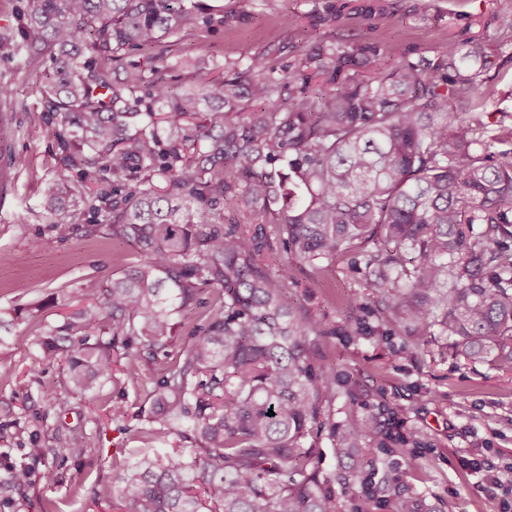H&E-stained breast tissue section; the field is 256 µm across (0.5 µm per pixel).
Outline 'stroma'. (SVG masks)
<instances>
[{
	"instance_id": "obj_1",
	"label": "stroma",
	"mask_w": 512,
	"mask_h": 512,
	"mask_svg": "<svg viewBox=\"0 0 512 512\" xmlns=\"http://www.w3.org/2000/svg\"><path fill=\"white\" fill-rule=\"evenodd\" d=\"M220 2L235 18L176 41L175 52L190 65L164 73L165 81L181 87L195 73L227 77L232 66L262 55L295 90L302 84L296 74L301 58L320 45L346 51L392 46L406 57L434 60L448 43L466 48L480 42L491 54L485 79L495 92L485 120L494 126L503 114L512 115V0H428L422 11L416 0ZM27 4L0 0V85L12 90L0 97V253L12 257L0 264V308L35 314L0 333V512H116L121 472L112 462L141 456L138 431L151 410L159 365L141 362L140 385L118 371L99 394L79 397L66 390L65 361L48 366L41 360L43 325L97 302L93 296L66 300L59 290L80 287L89 277L111 282L118 270L114 252L130 262L138 255L101 237L58 241L47 231L51 217L43 201L62 161L57 128L40 106L51 65L24 69L14 54ZM10 154L17 159L11 166ZM266 263L324 330L316 343L336 394L322 403L324 425L314 444L320 471L339 477L334 487L341 512H394V503L406 498L416 512H502V502L512 503V372L453 355L445 337L416 340L399 332L377 312L365 256L346 255L331 271L283 252ZM355 292L358 310L348 306ZM361 326L367 335H358ZM49 390L55 403L45 398ZM116 403L126 416L113 421L108 411ZM369 414L378 418V434L364 448L353 481L332 428ZM76 429L86 431L89 447L81 455L64 453ZM472 458L503 478L498 492L466 467ZM15 470L28 473L17 489L8 485Z\"/></svg>"
}]
</instances>
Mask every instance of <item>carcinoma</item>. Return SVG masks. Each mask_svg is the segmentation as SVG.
<instances>
[{
  "label": "carcinoma",
  "instance_id": "cac0c4a2",
  "mask_svg": "<svg viewBox=\"0 0 512 512\" xmlns=\"http://www.w3.org/2000/svg\"><path fill=\"white\" fill-rule=\"evenodd\" d=\"M204 14L214 19L203 0H31L21 13L16 49L25 67L51 61L41 105L61 127L48 231L140 257L128 265L119 252L111 284H82L100 305L44 328L43 363L68 353L73 394L100 391L121 362L138 385L175 316L195 317L140 428L191 444V460L174 448L124 464L119 512H338L307 445L335 393L314 357L323 330L263 253L277 244L328 270L365 251L405 335L444 336L471 362L512 371V125L484 121L493 90L480 43H450L435 64L388 48L390 70L371 79L358 54L321 47L300 66L324 84L278 103L262 56L241 77L181 92L161 78L181 59L157 47ZM134 51L150 75L119 78L113 64ZM376 425L343 426L339 452L359 453ZM88 447L75 430L63 451Z\"/></svg>",
  "mask_w": 512,
  "mask_h": 512
}]
</instances>
